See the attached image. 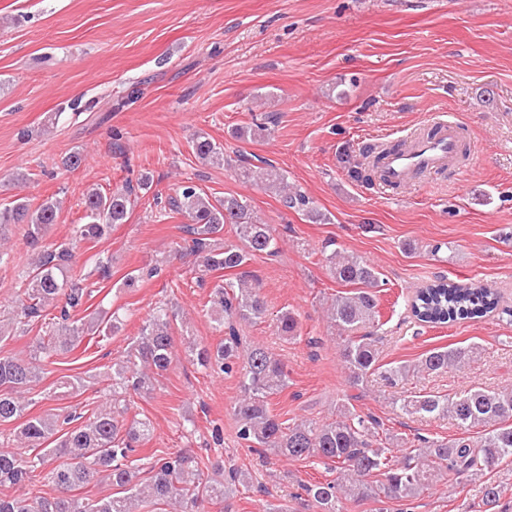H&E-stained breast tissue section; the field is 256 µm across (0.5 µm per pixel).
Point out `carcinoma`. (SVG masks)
Listing matches in <instances>:
<instances>
[{
    "label": "carcinoma",
    "mask_w": 512,
    "mask_h": 512,
    "mask_svg": "<svg viewBox=\"0 0 512 512\" xmlns=\"http://www.w3.org/2000/svg\"><path fill=\"white\" fill-rule=\"evenodd\" d=\"M273 116L241 128L236 138L255 139L271 133ZM377 147L360 149L362 160L354 163V178L368 180L364 161L376 159ZM197 156L212 164H231L224 147L205 135L195 141ZM238 177L262 182L281 196L284 206L307 212L317 222L329 218L313 207L300 191L289 188L288 178L275 166L259 167L237 159ZM132 188L103 194L86 193L82 204L90 222L78 224L69 243L46 244L44 237L56 223L58 204L47 199L35 210L16 200L0 209V241L10 226L25 224L24 236L36 251L33 264L19 274L20 285L11 317L0 320V339L14 327L36 318L50 317V336L33 343L25 358L0 356V425L16 424L15 441L30 449L26 457L0 449V512H135L137 505L163 504L176 512H197L205 499L224 502L233 486L249 479L247 473L224 465L211 467L187 452L149 459L148 477L140 478L132 456L138 443L151 434L147 419L126 422L130 397L153 390L157 378L172 365L176 354L171 324L179 313L173 307L159 308L140 329L122 359L112 363V384L106 401L88 419L82 414H28L31 403L22 393L46 373L48 359L67 353L81 342L85 332L104 336L121 325L116 315L97 313L83 322L71 319L90 295L86 278L70 274L74 248L81 241H98L109 235L112 225L124 222L131 204ZM171 210L187 216L191 236L189 251L195 257L197 282L205 284L213 271L228 270L235 277L224 280L210 293L216 327L224 338L211 349L193 336L183 337L189 360L211 374L238 379L240 398L234 404L237 439L259 454L271 452L292 460L317 458L336 471V480L303 484L301 489L318 512H342L345 501H413L428 490L436 472L444 467L457 483L472 482L505 459H512V389L470 387L454 395H408L396 401L401 413L426 418H449L467 433L451 440L416 435L418 448L402 457L394 455L390 442L409 444L406 438L389 436L383 423L356 412L346 399L336 403L332 416L287 423L271 413L269 400L288 386L285 364L259 345L244 347L237 325L267 316L266 302L243 267L256 253L278 252L277 238L269 224L254 219L248 204L235 196L213 201L193 184L182 187L170 202ZM236 227L239 242L218 243L224 225ZM332 276L355 286L342 292L327 308V320L342 338L341 358L354 387L381 371L385 381L397 386L409 377L461 367L476 353L475 347L435 348L414 366L400 364L385 369L378 365L373 328L380 324L378 299L373 288L378 276L362 257L335 249L325 254ZM497 294L489 288L439 282L417 291L410 302L411 315L421 323L445 324L483 317L498 308ZM279 336L297 335L295 315L282 310L273 318ZM85 387L84 379L65 375L57 384L60 393L72 396ZM44 476L55 489L53 496L25 497L9 490L28 485ZM107 481L117 492L101 498H86L76 491L97 481ZM482 512H509L501 486L483 481Z\"/></svg>",
    "instance_id": "carcinoma-1"
}]
</instances>
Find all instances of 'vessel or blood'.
Listing matches in <instances>:
<instances>
[{"label":"vessel or blood","mask_w":512,"mask_h":512,"mask_svg":"<svg viewBox=\"0 0 512 512\" xmlns=\"http://www.w3.org/2000/svg\"><path fill=\"white\" fill-rule=\"evenodd\" d=\"M459 150L457 124L436 120L432 132L387 146L378 161L379 182L398 187L417 176L439 171L454 164Z\"/></svg>","instance_id":"obj_1"}]
</instances>
